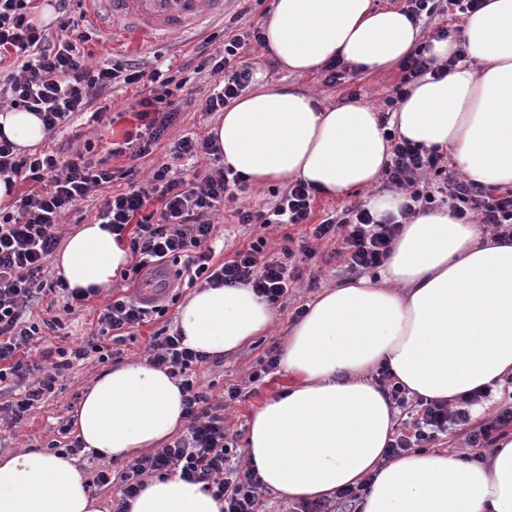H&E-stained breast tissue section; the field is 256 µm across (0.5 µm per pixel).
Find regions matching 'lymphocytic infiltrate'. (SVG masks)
I'll use <instances>...</instances> for the list:
<instances>
[{
  "label": "lymphocytic infiltrate",
  "instance_id": "lymphocytic-infiltrate-1",
  "mask_svg": "<svg viewBox=\"0 0 512 512\" xmlns=\"http://www.w3.org/2000/svg\"><path fill=\"white\" fill-rule=\"evenodd\" d=\"M70 2L55 0L62 36L53 42L34 20L35 0H0V66L7 68L0 75V100L12 109L39 115L46 131H54L75 114L91 109L106 89L138 83L142 86L138 116L146 126L144 134L136 138L135 155L143 158L151 154L153 145L163 139L182 112L191 108L223 111L252 80L249 66L235 64L243 41L227 26L220 34L204 37L193 50L197 60L194 73L206 72L216 79L211 94L200 103L189 97L174 98L172 77L159 69L147 73L120 59L108 67L91 68L80 49L89 34L73 16ZM400 69L403 77L383 105L380 120L384 123L413 82L426 75L439 77L448 66L437 62L429 43L423 42L401 62ZM385 136L392 148L383 185L404 196L402 216L434 202L432 192L415 186L416 175L425 172L441 178V190L453 202V216L492 225L501 233L512 230V191L499 195L494 189L457 178L445 169L437 151L397 138L391 130ZM135 174V167L123 170L120 175L129 181L126 190L106 197L96 217L97 223L109 225L116 236L128 237L134 259L130 274L137 276L172 262L178 266V277L192 284L248 285L273 304L287 293L288 270L282 262L264 255V240L236 251L229 260L214 262V252L208 247L215 229L212 216L230 201L241 224H310L315 199L312 187L302 181L289 184L277 193L269 209L254 211L239 203L241 195L249 191L246 178L228 167L198 171L187 180L175 176L170 163H164L154 168L143 185L135 182ZM116 175L104 162L92 161L80 152L66 159L54 153L17 157L13 143L0 135V180L11 187L27 180L36 184L21 196L16 209L0 210V385L10 382L24 390L18 399L0 403V412L8 413L11 424L21 423L45 395L53 393L58 378L74 362L93 356L102 362L109 360L124 333L165 312L155 301L113 297L98 317L97 330L78 344L44 349L37 346L39 324L23 321L25 308L39 302L50 284L62 291L65 312L88 300L84 289L69 288L64 279L48 282V264L61 245V215L86 200L91 191L112 184ZM310 226L313 240L334 239L343 266L361 273L383 265L399 224L375 221L368 209L349 206ZM208 360L207 354L184 347L181 333L150 338L147 361L177 379L186 431L165 448L137 457L122 471H99L97 485L116 491L113 512H127L130 500L145 488L147 479L174 472L185 481L203 484L215 499L223 501L224 512H261V483L256 474L226 475V463L235 448L224 426V406L211 402L196 372L197 366ZM377 380L407 417L403 430L389 445L390 456L427 447L459 427L464 428L472 448L492 447L512 432V406L476 422L470 408L480 402V395L461 398L451 409L439 401L409 398L386 372H378Z\"/></svg>",
  "mask_w": 512,
  "mask_h": 512
}]
</instances>
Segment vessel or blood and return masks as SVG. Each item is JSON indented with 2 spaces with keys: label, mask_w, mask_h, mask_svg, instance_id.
<instances>
[{
  "label": "vessel or blood",
  "mask_w": 512,
  "mask_h": 512,
  "mask_svg": "<svg viewBox=\"0 0 512 512\" xmlns=\"http://www.w3.org/2000/svg\"><path fill=\"white\" fill-rule=\"evenodd\" d=\"M113 27L159 39L188 33L224 15V0H95Z\"/></svg>",
  "instance_id": "1"
}]
</instances>
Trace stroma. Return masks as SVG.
Returning <instances> with one entry per match:
<instances>
[{"label":"stroma","instance_id":"1","mask_svg":"<svg viewBox=\"0 0 512 512\" xmlns=\"http://www.w3.org/2000/svg\"><path fill=\"white\" fill-rule=\"evenodd\" d=\"M89 21L96 36L86 44L85 50L90 53L93 63L98 64L117 56L134 60L147 70L162 66L168 68L175 78L186 79L185 89L193 97H207L210 86L208 75L189 76L182 68L186 55L190 54L198 42L196 35L174 36L164 41L152 42L135 41L118 33L114 38L104 40L100 37L103 30L100 19L93 15ZM241 62L251 66L254 73L262 75L265 82L305 90L326 106L347 100L353 94L372 106H383L385 99L391 95L402 77L400 69L396 67L374 73L351 67L346 72L344 82L330 85L325 83L323 72L297 74L286 70L273 55L253 42L245 46ZM134 100L132 88L113 91L108 101V112L98 118L87 113L77 115L73 126L57 133L55 137L45 138L40 144L41 149H49L56 143L70 142L77 149L90 150L93 157L107 158L109 168L119 169L126 166L127 157L110 158L106 151L112 143L123 141L127 134L140 127L141 122L136 113L129 109ZM220 119L221 115L217 112L209 115L200 112L186 113L180 123L170 128L166 139L156 147L154 159L165 160L171 143L184 135H208ZM305 231L306 228L302 225L274 224L263 228L257 224H237L233 222L232 212L228 209L220 215L217 237L211 244L216 261L231 258L239 248L261 237L266 241L265 253L282 262L290 271L296 272L297 277L291 281L287 294L274 306L276 322L272 335L256 337L238 350L210 359L204 365V383L214 398H221L228 386L242 383L256 369L258 362L267 358L269 353H280L289 331L297 321L298 307L311 303L324 290L350 279V272L340 267L331 257L332 241L313 242L316 255L311 259L305 258L299 252L289 251L290 239L301 238ZM134 291L133 283L118 276L113 278L109 290L91 297L85 307L77 309L75 313L68 315L61 308H48L46 302L42 301L33 306L31 316L36 320L48 314L58 317L59 325L46 330L45 343L49 346L70 344L96 327L98 316L111 296L129 295ZM193 292V287L184 282L180 283L177 299L166 314L135 329L121 344L119 356L102 363L93 359L75 365L58 382L54 394L41 407L34 409L24 423L15 427L0 423V453L32 450L50 452L54 440L60 437V427L72 420L85 389L113 365L143 360L150 336L164 329L175 331L180 306ZM287 381L288 375L284 369H276L274 374L252 384L249 394L226 407L224 425L234 435L236 447H243L252 415L274 397Z\"/></svg>","mask_w":512,"mask_h":512}]
</instances>
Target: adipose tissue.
Returning <instances> with one entry per match:
<instances>
[{
	"label": "adipose tissue",
	"instance_id": "ef3b65f1",
	"mask_svg": "<svg viewBox=\"0 0 512 512\" xmlns=\"http://www.w3.org/2000/svg\"><path fill=\"white\" fill-rule=\"evenodd\" d=\"M460 40H436L440 61L464 52L448 75L418 80L390 120L398 135L445 151L467 180L512 186V0H485ZM265 46L303 74L332 61L364 71L399 64L420 42L401 10L373 0H274ZM17 148L42 141L31 112L0 111ZM212 134L224 163L252 184L301 180L341 199L370 189L377 217L400 202L374 188L389 158L376 110L349 100L322 106L288 86L263 84L224 110ZM130 261L126 241L99 224L71 234L55 260L72 288L104 290ZM274 310L252 288H203L182 305L187 347L221 356L270 333ZM290 381L252 416L247 465L292 500L367 484L359 512H512V434L483 456L450 448L388 458L396 411L370 370L388 367L410 395L454 402L512 378V238L440 208L403 224L378 278L360 277L308 304L281 358ZM183 422L182 394L165 372L131 362L83 394L74 432L112 457L159 447ZM0 512H103L74 458L42 452L0 457ZM128 512H224L201 485L153 478Z\"/></svg>",
	"mask_w": 512,
	"mask_h": 512
}]
</instances>
